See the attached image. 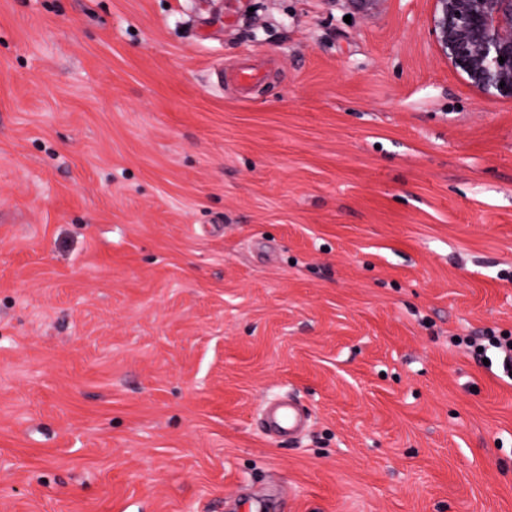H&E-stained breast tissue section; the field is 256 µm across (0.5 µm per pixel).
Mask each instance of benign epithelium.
Masks as SVG:
<instances>
[{
    "label": "benign epithelium",
    "instance_id": "benign-epithelium-1",
    "mask_svg": "<svg viewBox=\"0 0 512 512\" xmlns=\"http://www.w3.org/2000/svg\"><path fill=\"white\" fill-rule=\"evenodd\" d=\"M435 2L433 30L448 63L481 93L512 99V0Z\"/></svg>",
    "mask_w": 512,
    "mask_h": 512
}]
</instances>
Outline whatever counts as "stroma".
<instances>
[{"label":"stroma","mask_w":512,"mask_h":512,"mask_svg":"<svg viewBox=\"0 0 512 512\" xmlns=\"http://www.w3.org/2000/svg\"><path fill=\"white\" fill-rule=\"evenodd\" d=\"M435 9L0 0V512H512V100ZM309 420L308 409L288 397L269 404L261 414L267 435L276 440L298 438L307 429Z\"/></svg>","instance_id":"1"}]
</instances>
